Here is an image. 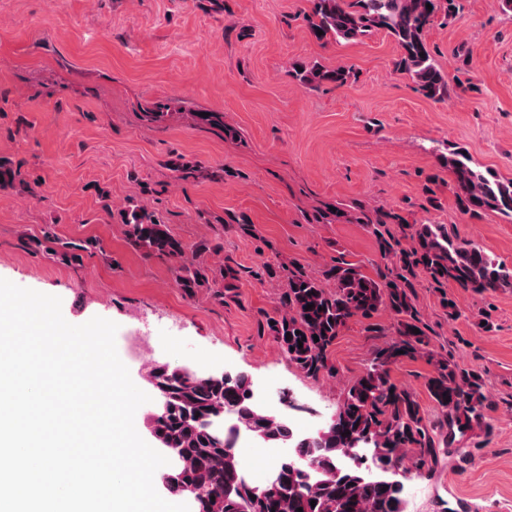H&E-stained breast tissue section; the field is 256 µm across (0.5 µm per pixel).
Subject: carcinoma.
<instances>
[{"mask_svg": "<svg viewBox=\"0 0 512 512\" xmlns=\"http://www.w3.org/2000/svg\"><path fill=\"white\" fill-rule=\"evenodd\" d=\"M307 2L303 20L317 40L357 42L383 31L399 50L396 71L408 75L429 98L441 100L447 95L448 75L435 64L425 32L439 14L446 21L454 19L458 0ZM319 30L323 34H317ZM293 67V76L312 88L341 87L351 77V68L343 65L327 68L297 61ZM168 115L169 105L161 100L145 108L151 122H163ZM440 158L462 214L480 218L491 212L512 222V179L480 168L456 145L449 146L448 154ZM362 223L373 226L380 259L388 266V273L376 279L347 261L329 266L320 278L283 264L265 266L268 276H284L288 288L274 314L260 324L259 333L271 336L279 352L307 376L334 375L331 348L353 320L385 311L393 318L397 334L395 341L375 351L366 372L345 389L335 413L337 420L312 436L295 440L292 455L305 458L306 471L283 466L273 495L257 485L241 489L237 437L255 423L249 376L237 373L228 379L195 380L176 368L164 373L168 405L153 421V431L177 459L169 492L194 493L196 512H297L299 508L302 512H404V484L371 478L362 464L346 463L351 437L373 439L371 462L392 465L414 476L431 469L440 454L452 450L475 428L490 427L491 403L480 371L434 357L426 324L414 304V288L424 278L437 288L453 282L465 292L490 295L512 288V266L473 242L451 237L435 224H411L399 213L366 214ZM122 224L126 241L135 251L171 264L175 285L186 296L194 297L216 283L210 277L211 269L192 258L200 248L173 234L155 214L134 205L122 212ZM414 328L419 333H413ZM418 356L434 365L426 389L441 415L437 430L416 394L390 375L391 367L401 359ZM216 419L224 422V434L219 437L207 429V423ZM266 428L272 443L293 434L286 420Z\"/></svg>", "mask_w": 512, "mask_h": 512, "instance_id": "obj_1", "label": "carcinoma"}]
</instances>
